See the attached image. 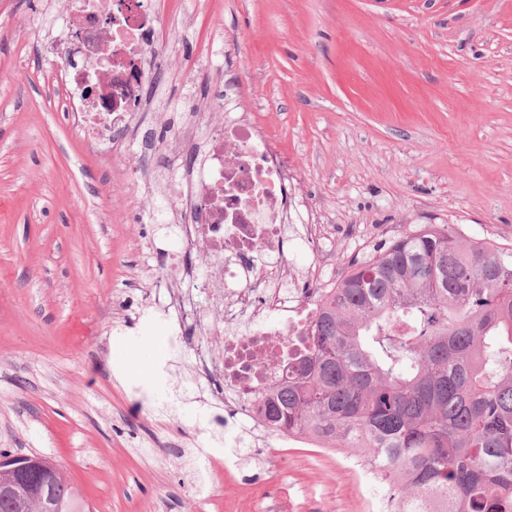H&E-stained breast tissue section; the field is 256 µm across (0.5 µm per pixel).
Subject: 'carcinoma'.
I'll use <instances>...</instances> for the list:
<instances>
[{"label": "carcinoma", "mask_w": 512, "mask_h": 512, "mask_svg": "<svg viewBox=\"0 0 512 512\" xmlns=\"http://www.w3.org/2000/svg\"><path fill=\"white\" fill-rule=\"evenodd\" d=\"M304 341L271 424L361 449L397 512H512V247L412 224L351 266ZM50 497L86 512L61 470Z\"/></svg>", "instance_id": "cac0c4a2"}]
</instances>
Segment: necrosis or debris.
I'll list each match as a JSON object with an SVG mask.
<instances>
[{
	"label": "necrosis or debris",
	"mask_w": 512,
	"mask_h": 512,
	"mask_svg": "<svg viewBox=\"0 0 512 512\" xmlns=\"http://www.w3.org/2000/svg\"><path fill=\"white\" fill-rule=\"evenodd\" d=\"M65 9L69 31L41 39L39 51L57 63L84 138L102 155L119 157L151 104L143 89L157 83L174 41L159 0H65ZM92 87L101 99L88 96ZM219 106L223 123L193 151L177 144L211 122V109L188 110L167 141L164 181L178 200L179 250L212 260L204 281L189 277L185 286L202 288L221 308L216 319L202 308H175V336L181 344L200 336L198 367L218 382L214 397L231 424L285 445L289 437L266 419L265 402L287 383L288 363L303 349L321 297L336 285V266L326 262L315 225H305L302 241L324 270L283 286L288 226L298 219L294 173L248 113L227 97Z\"/></svg>",
	"instance_id": "necrosis-or-debris-1"
}]
</instances>
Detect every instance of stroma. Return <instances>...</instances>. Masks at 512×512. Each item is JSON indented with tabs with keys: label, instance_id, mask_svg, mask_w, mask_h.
<instances>
[{
	"label": "stroma",
	"instance_id": "stroma-1",
	"mask_svg": "<svg viewBox=\"0 0 512 512\" xmlns=\"http://www.w3.org/2000/svg\"><path fill=\"white\" fill-rule=\"evenodd\" d=\"M180 33L172 105L233 86L296 172L349 267L411 224L512 245V0H162ZM64 0H0V452L40 454L91 512H373L384 484L347 452L279 447L223 406L175 348L154 274L178 289L175 202L127 184L68 122L37 44ZM165 454H155L156 445ZM247 455L198 493L202 446Z\"/></svg>",
	"mask_w": 512,
	"mask_h": 512
}]
</instances>
